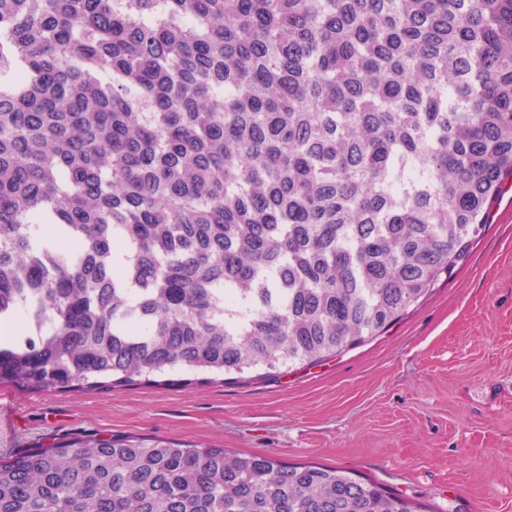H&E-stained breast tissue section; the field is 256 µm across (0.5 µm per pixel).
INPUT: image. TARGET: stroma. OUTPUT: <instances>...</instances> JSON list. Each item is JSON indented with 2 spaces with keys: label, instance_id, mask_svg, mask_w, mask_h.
<instances>
[{
  "label": "stroma",
  "instance_id": "stroma-1",
  "mask_svg": "<svg viewBox=\"0 0 512 512\" xmlns=\"http://www.w3.org/2000/svg\"><path fill=\"white\" fill-rule=\"evenodd\" d=\"M73 434L342 467L428 512H512V191L452 278L321 364L221 384L0 385V456Z\"/></svg>",
  "mask_w": 512,
  "mask_h": 512
}]
</instances>
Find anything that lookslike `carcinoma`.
Here are the masks:
<instances>
[{"label": "carcinoma", "mask_w": 512, "mask_h": 512, "mask_svg": "<svg viewBox=\"0 0 512 512\" xmlns=\"http://www.w3.org/2000/svg\"><path fill=\"white\" fill-rule=\"evenodd\" d=\"M512 178V0H0V380L278 374L388 331ZM0 512H423L137 436L0 458Z\"/></svg>", "instance_id": "1"}]
</instances>
